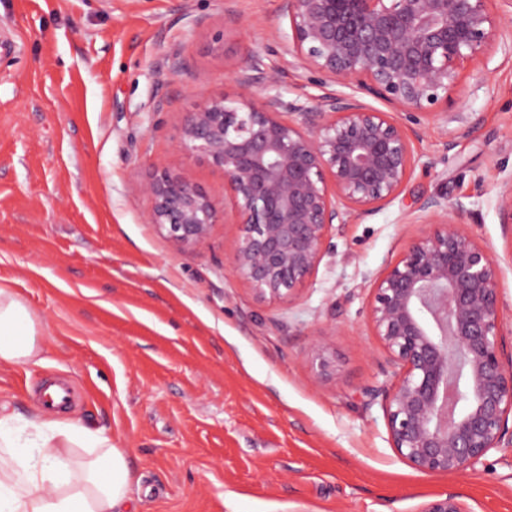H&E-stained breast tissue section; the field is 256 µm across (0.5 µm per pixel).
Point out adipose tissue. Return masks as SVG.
Returning <instances> with one entry per match:
<instances>
[{
    "label": "adipose tissue",
    "instance_id": "ef3b65f1",
    "mask_svg": "<svg viewBox=\"0 0 512 512\" xmlns=\"http://www.w3.org/2000/svg\"><path fill=\"white\" fill-rule=\"evenodd\" d=\"M33 314L0 285V365H39ZM88 458L76 462V449ZM132 472L106 428L39 405L25 416L0 405V512H130Z\"/></svg>",
    "mask_w": 512,
    "mask_h": 512
}]
</instances>
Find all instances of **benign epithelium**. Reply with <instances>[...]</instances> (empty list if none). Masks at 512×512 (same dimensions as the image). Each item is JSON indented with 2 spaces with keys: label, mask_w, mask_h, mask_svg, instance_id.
<instances>
[{
  "label": "benign epithelium",
  "mask_w": 512,
  "mask_h": 512,
  "mask_svg": "<svg viewBox=\"0 0 512 512\" xmlns=\"http://www.w3.org/2000/svg\"><path fill=\"white\" fill-rule=\"evenodd\" d=\"M288 54L321 76L311 104L276 92L278 75L251 52L237 74L239 99L215 98L187 113L179 150L224 171L241 235L231 266L254 295L291 301L330 251L335 227L397 199L419 162L414 141L380 99L408 115L448 113V91L464 70L488 67L498 49L492 0H284ZM266 94L259 104L253 89ZM339 86L347 94L333 90ZM293 116L285 120L283 115ZM147 222L177 249L204 243L216 209L187 179L156 171L144 184ZM434 227L409 237L402 257L375 280L367 319L398 367L383 396L391 447L425 474H459L481 463L508 434L512 353H505L499 263L466 228L470 210L439 194L416 201ZM501 223L512 224V175L502 179ZM317 378L336 358L312 347ZM420 512H467L458 495Z\"/></svg>",
  "instance_id": "obj_1"
}]
</instances>
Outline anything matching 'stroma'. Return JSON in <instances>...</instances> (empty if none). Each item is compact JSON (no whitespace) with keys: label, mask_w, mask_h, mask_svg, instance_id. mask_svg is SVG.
<instances>
[{"label":"stroma","mask_w":512,"mask_h":512,"mask_svg":"<svg viewBox=\"0 0 512 512\" xmlns=\"http://www.w3.org/2000/svg\"><path fill=\"white\" fill-rule=\"evenodd\" d=\"M283 0H0V281L37 319L42 365L0 366V403L28 414L47 383L71 417L108 427L129 460L132 512H419L446 493L512 512V447L456 476L391 447L381 398L394 369L366 316L371 288L419 230L418 198L446 194L502 269L512 349V57L475 65L449 97L470 133L421 120L403 194L343 225L289 302L259 301L232 272L240 237L224 174L181 152L188 112L237 97L264 54L287 99L313 74L281 50ZM164 168L217 209L202 245L176 250L146 221L141 184ZM336 355L314 379L311 347ZM497 205L501 223L512 224V174L502 179L498 194Z\"/></svg>","instance_id":"stroma-1"}]
</instances>
